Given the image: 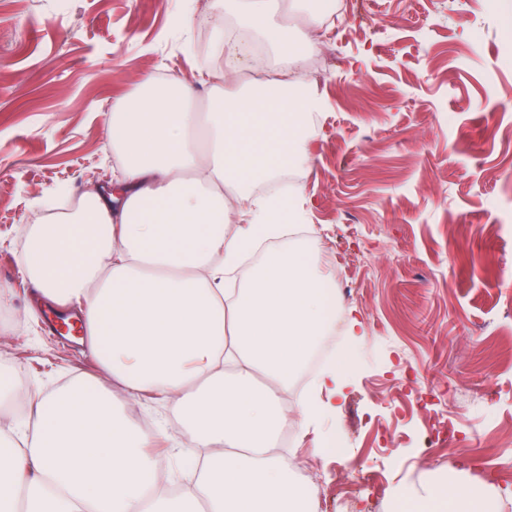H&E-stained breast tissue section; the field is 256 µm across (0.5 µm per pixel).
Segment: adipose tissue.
Listing matches in <instances>:
<instances>
[{
    "label": "adipose tissue",
    "instance_id": "obj_1",
    "mask_svg": "<svg viewBox=\"0 0 512 512\" xmlns=\"http://www.w3.org/2000/svg\"><path fill=\"white\" fill-rule=\"evenodd\" d=\"M300 0H224L240 32L289 66L253 56L206 71L205 111L188 108L181 73L144 77L105 117L120 161L114 188L87 187L77 209L31 225L25 271L43 302L77 306L98 373L51 392L19 387L0 369V407L23 402L26 420L0 428V512H313L278 451L285 426L305 431L311 402L282 395L307 354L332 329L331 280L317 247L283 249L239 278L242 255L299 218L304 185L287 198L255 195L258 179L306 168L312 116L327 102L303 61L326 35ZM153 398L182 429L190 485L156 489L166 427L143 429L124 408ZM482 485L441 483L424 512H483Z\"/></svg>",
    "mask_w": 512,
    "mask_h": 512
}]
</instances>
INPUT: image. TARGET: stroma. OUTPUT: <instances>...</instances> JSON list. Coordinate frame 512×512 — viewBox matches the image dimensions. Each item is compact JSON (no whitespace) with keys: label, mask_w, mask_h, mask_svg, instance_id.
<instances>
[{"label":"stroma","mask_w":512,"mask_h":512,"mask_svg":"<svg viewBox=\"0 0 512 512\" xmlns=\"http://www.w3.org/2000/svg\"><path fill=\"white\" fill-rule=\"evenodd\" d=\"M368 0L369 17L343 11L330 50L315 55L329 102L308 141L305 224L320 267L361 238L345 317L354 364L324 415L286 453L310 485L345 488L375 477L374 497L404 512L401 489L423 495L440 475L491 485V512H512V0ZM182 0H0V288L24 327L0 325V364L49 391L98 367L83 347L52 335L35 305L20 243L34 200L58 186L108 185L117 165L103 115L140 79L217 65L201 26L173 27ZM473 408L460 407L455 389ZM501 397L493 410L479 398ZM467 433L459 458L418 453L434 419ZM340 435L349 455L323 450Z\"/></svg>","instance_id":"35a3bbf8"}]
</instances>
